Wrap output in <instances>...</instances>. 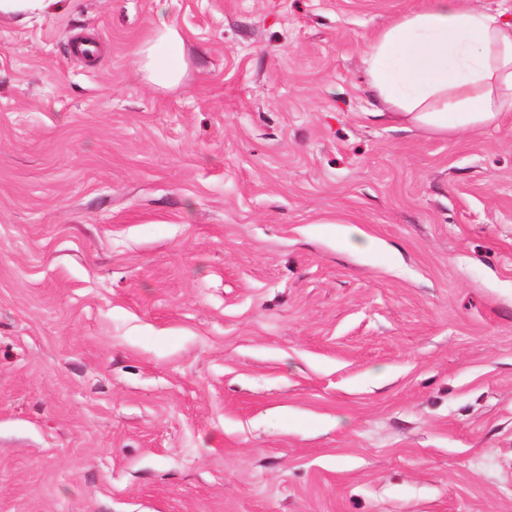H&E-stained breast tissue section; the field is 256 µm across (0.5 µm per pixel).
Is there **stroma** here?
<instances>
[{"label":"stroma","instance_id":"35a3bbf8","mask_svg":"<svg viewBox=\"0 0 512 512\" xmlns=\"http://www.w3.org/2000/svg\"><path fill=\"white\" fill-rule=\"evenodd\" d=\"M420 3L0 20V512H512V113L378 116ZM186 43V34L161 18L151 36L132 51L137 70L154 85L165 88L179 85L186 71Z\"/></svg>","mask_w":512,"mask_h":512}]
</instances>
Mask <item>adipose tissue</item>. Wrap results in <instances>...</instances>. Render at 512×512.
Instances as JSON below:
<instances>
[{"instance_id": "adipose-tissue-1", "label": "adipose tissue", "mask_w": 512, "mask_h": 512, "mask_svg": "<svg viewBox=\"0 0 512 512\" xmlns=\"http://www.w3.org/2000/svg\"><path fill=\"white\" fill-rule=\"evenodd\" d=\"M187 36L159 21L132 55L154 85L185 75ZM378 102L437 134L479 129L512 112V28L467 0H425L362 47Z\"/></svg>"}]
</instances>
